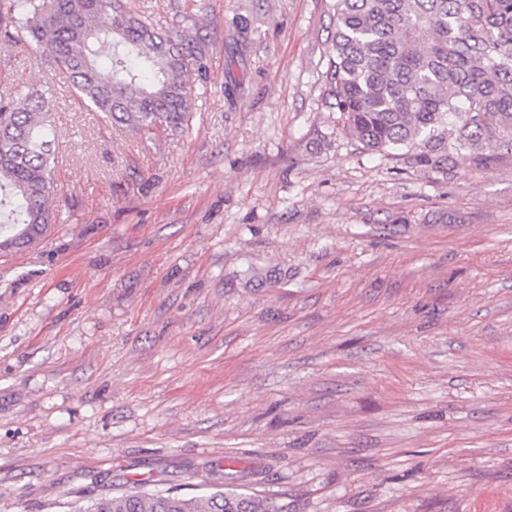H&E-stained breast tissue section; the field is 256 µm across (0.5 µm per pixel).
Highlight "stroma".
Segmentation results:
<instances>
[{"mask_svg": "<svg viewBox=\"0 0 512 512\" xmlns=\"http://www.w3.org/2000/svg\"><path fill=\"white\" fill-rule=\"evenodd\" d=\"M206 43L146 139L49 90L58 222L0 258V512L240 476L288 512H512V156L422 170L328 107L332 0H130Z\"/></svg>", "mask_w": 512, "mask_h": 512, "instance_id": "1", "label": "stroma"}]
</instances>
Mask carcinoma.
Returning <instances> with one entry per match:
<instances>
[{
	"mask_svg": "<svg viewBox=\"0 0 512 512\" xmlns=\"http://www.w3.org/2000/svg\"><path fill=\"white\" fill-rule=\"evenodd\" d=\"M326 72L345 132L426 171L485 168L512 154V0H334ZM0 38L36 42L73 93L110 122L151 137L190 120L185 75L201 44L161 34L127 0H0ZM47 97H0V252L56 223L55 130ZM77 512H288L234 489L183 496L138 487Z\"/></svg>",
	"mask_w": 512,
	"mask_h": 512,
	"instance_id": "obj_1",
	"label": "carcinoma"
}]
</instances>
